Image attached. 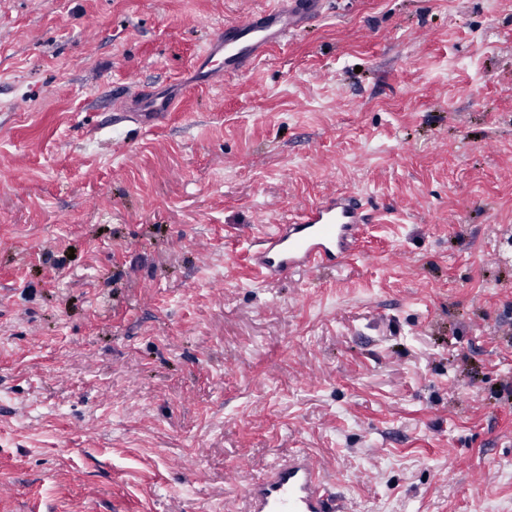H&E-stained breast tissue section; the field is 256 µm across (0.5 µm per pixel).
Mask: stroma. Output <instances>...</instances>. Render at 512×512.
Instances as JSON below:
<instances>
[{"instance_id": "1", "label": "stroma", "mask_w": 512, "mask_h": 512, "mask_svg": "<svg viewBox=\"0 0 512 512\" xmlns=\"http://www.w3.org/2000/svg\"><path fill=\"white\" fill-rule=\"evenodd\" d=\"M274 2L0 0V512H242L299 448L348 512H512V0H324L197 84ZM344 192L341 268L252 272ZM323 3V0H279L266 10L221 26L199 60L223 78L242 72L266 56L272 44L283 41L309 15L320 12ZM170 112H173L171 100L150 91H141L137 108L123 115L142 127L155 128L165 122Z\"/></svg>"}]
</instances>
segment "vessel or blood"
<instances>
[{
    "label": "vessel or blood",
    "instance_id": "obj_1",
    "mask_svg": "<svg viewBox=\"0 0 512 512\" xmlns=\"http://www.w3.org/2000/svg\"><path fill=\"white\" fill-rule=\"evenodd\" d=\"M322 4L323 0H277L266 10L217 28L200 59L217 75L242 72L309 15L320 12ZM172 110L171 100L144 91L131 117L140 126L154 128ZM364 222L358 195H327L298 213L282 216L272 230L262 232L248 263L266 281L336 269L353 255ZM245 499L247 512H343L326 490L320 461L306 449L271 464L260 478L251 480Z\"/></svg>",
    "mask_w": 512,
    "mask_h": 512
}]
</instances>
